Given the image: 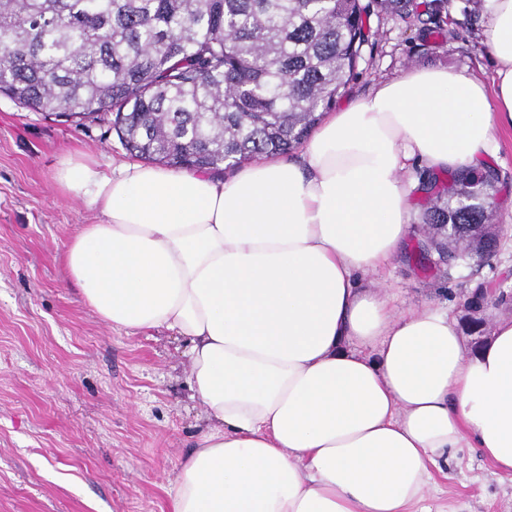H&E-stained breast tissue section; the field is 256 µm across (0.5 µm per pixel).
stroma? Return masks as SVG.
Wrapping results in <instances>:
<instances>
[{
    "label": "stroma",
    "instance_id": "stroma-1",
    "mask_svg": "<svg viewBox=\"0 0 512 512\" xmlns=\"http://www.w3.org/2000/svg\"><path fill=\"white\" fill-rule=\"evenodd\" d=\"M400 20L371 15L373 50L338 106L405 70L445 66L490 79L482 0H453L444 35L428 34L432 0ZM485 160L498 177L490 221L502 229L496 253L421 266L430 194L407 199L410 234L384 273L397 308L432 301L453 314L470 349L497 318H512V130L494 133ZM88 152L101 168L129 160L111 120L77 124L0 95V512H168L180 461L207 424L191 397L183 343L165 331L112 328L70 283L63 253L98 211L66 197L52 173L67 152ZM480 287L491 292L468 306ZM430 512H512V474L494 472L478 449L460 448L433 473Z\"/></svg>",
    "mask_w": 512,
    "mask_h": 512
}]
</instances>
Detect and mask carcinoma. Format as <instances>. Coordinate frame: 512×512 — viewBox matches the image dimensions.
<instances>
[{
    "label": "carcinoma",
    "mask_w": 512,
    "mask_h": 512,
    "mask_svg": "<svg viewBox=\"0 0 512 512\" xmlns=\"http://www.w3.org/2000/svg\"><path fill=\"white\" fill-rule=\"evenodd\" d=\"M412 0H0V93L65 119L114 114L136 157L221 171L298 147L355 76L371 10ZM490 173L462 168L423 223L482 258Z\"/></svg>",
    "instance_id": "1"
}]
</instances>
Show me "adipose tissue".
<instances>
[{"label": "adipose tissue", "mask_w": 512, "mask_h": 512, "mask_svg": "<svg viewBox=\"0 0 512 512\" xmlns=\"http://www.w3.org/2000/svg\"><path fill=\"white\" fill-rule=\"evenodd\" d=\"M491 83L413 68L325 113L298 160L231 176L76 152L54 181L97 210L64 252L113 328L183 339L208 424L169 512H421L431 466L512 474V319L481 350L375 275L405 246L413 163L477 164L512 128V0H483Z\"/></svg>", "instance_id": "obj_1"}]
</instances>
